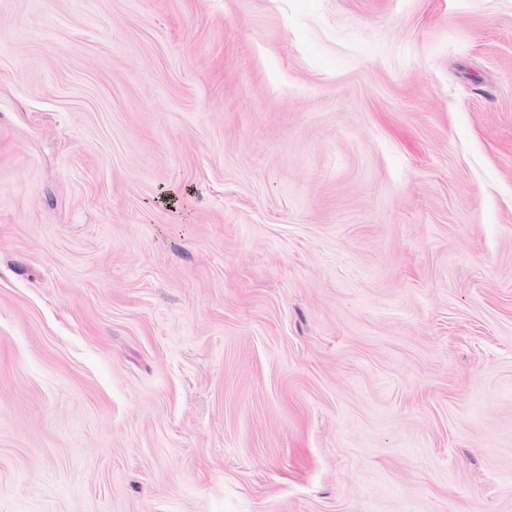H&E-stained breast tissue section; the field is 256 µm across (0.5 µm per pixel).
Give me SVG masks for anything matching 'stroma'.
Here are the masks:
<instances>
[{
    "label": "stroma",
    "mask_w": 512,
    "mask_h": 512,
    "mask_svg": "<svg viewBox=\"0 0 512 512\" xmlns=\"http://www.w3.org/2000/svg\"><path fill=\"white\" fill-rule=\"evenodd\" d=\"M0 512H512V0H0Z\"/></svg>",
    "instance_id": "35a3bbf8"
}]
</instances>
